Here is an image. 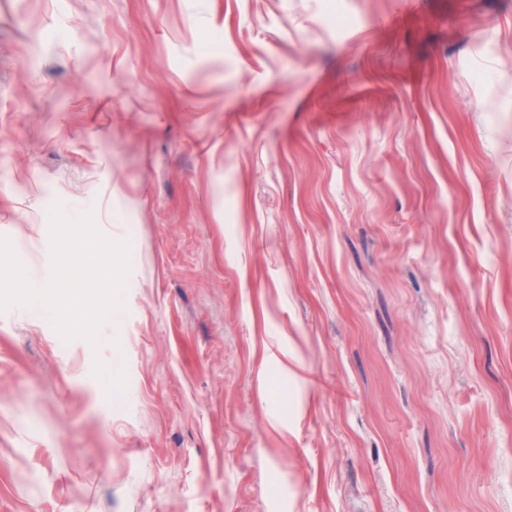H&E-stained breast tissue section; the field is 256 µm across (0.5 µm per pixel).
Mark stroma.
I'll use <instances>...</instances> for the list:
<instances>
[{
	"instance_id": "stroma-1",
	"label": "stroma",
	"mask_w": 512,
	"mask_h": 512,
	"mask_svg": "<svg viewBox=\"0 0 512 512\" xmlns=\"http://www.w3.org/2000/svg\"><path fill=\"white\" fill-rule=\"evenodd\" d=\"M57 199L128 388L0 313V512H512V0H0L35 278Z\"/></svg>"
}]
</instances>
